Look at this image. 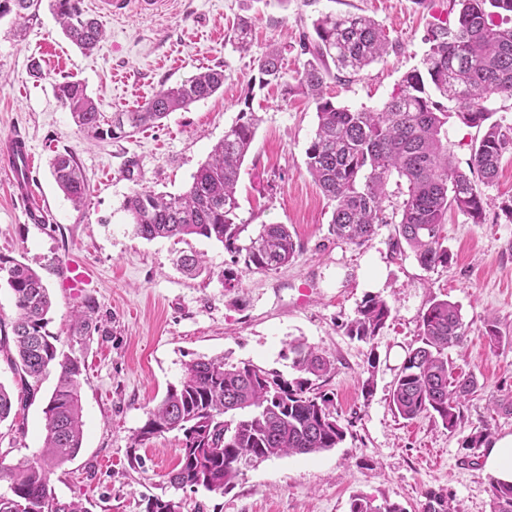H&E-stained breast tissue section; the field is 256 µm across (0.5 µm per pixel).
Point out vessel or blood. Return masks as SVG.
<instances>
[{"label":"vessel or blood","mask_w":512,"mask_h":512,"mask_svg":"<svg viewBox=\"0 0 512 512\" xmlns=\"http://www.w3.org/2000/svg\"><path fill=\"white\" fill-rule=\"evenodd\" d=\"M132 1L145 14L156 11L161 3V0H97L96 7L104 14L112 15L124 11ZM32 159L33 153L26 136L15 132L0 140V172L7 175L14 193L25 202L28 221L45 224L49 221L48 210L32 190Z\"/></svg>","instance_id":"obj_1"}]
</instances>
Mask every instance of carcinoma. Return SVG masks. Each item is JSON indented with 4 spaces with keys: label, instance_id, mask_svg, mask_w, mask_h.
Segmentation results:
<instances>
[{
    "label": "carcinoma",
    "instance_id": "cac0c4a2",
    "mask_svg": "<svg viewBox=\"0 0 512 512\" xmlns=\"http://www.w3.org/2000/svg\"><path fill=\"white\" fill-rule=\"evenodd\" d=\"M43 0H0V18L15 14L26 26L39 20ZM66 37L90 51L104 36L102 23L89 16L82 0H49ZM453 18L436 17L424 36L428 49L422 68L408 72L380 110L338 107L323 96L332 71L357 74L388 54L390 41L373 18L359 13L324 14L313 23L315 38L300 42L309 55L297 84L284 81L281 52L269 50L258 61L259 86L272 83L290 93L298 90L316 107L317 128L306 149L307 168L334 207L336 239L362 245L380 224L395 225L393 252L407 245L419 265L431 270L452 260L444 245L448 211L474 224L484 220V188L498 176L503 158L512 155V123L496 117L500 100L512 99V0H452ZM252 20L242 16L230 41L249 48ZM224 87V69L206 68L190 79L162 88L133 112H115L103 120L84 84L64 78L55 83L60 104L78 130L97 140L127 138L170 113L212 96ZM483 130L471 145L468 170L453 161L445 125L449 115ZM258 119L241 111L180 193H157L141 187L123 203L134 233L148 241L187 236L214 239L224 245L232 263L248 270L270 271L301 253L285 224H263L242 239L247 225L238 222L237 183L255 136ZM51 175L64 196L82 204L86 178L70 152L55 156ZM406 184L402 200L387 190L391 179ZM13 293L17 316L11 333L0 337V352L20 375L26 393L37 390L49 367L59 369L58 383L44 409L43 442L32 458L16 465L0 460V512H90L81 499H60L52 484L56 470L72 461L83 443L80 377L85 364L58 351L46 327L52 309L49 288L33 268L0 257V273ZM392 309L378 295H368L346 325L347 334L372 341ZM96 302L89 298L74 315L71 330L90 334ZM468 336L457 304L434 299L423 312L417 345L407 350L390 393V405L404 420L431 417L448 431L463 419L466 400L477 388L472 374H458L448 349ZM286 351L297 377L284 380L250 362L222 357L191 360L178 383L149 412L134 444L165 432L182 433L179 464L170 473L176 489L202 488L224 493L242 467L283 455H310L336 447L345 436L334 394L316 387L333 361L302 339ZM14 408L11 391L0 383V422ZM240 414L226 421L224 415ZM494 512H512V483L489 481ZM423 512H457L448 494L428 490ZM145 512H181L173 498L147 500ZM350 512H403L396 504L376 505L368 496L352 499Z\"/></svg>",
    "mask_w": 512,
    "mask_h": 512
}]
</instances>
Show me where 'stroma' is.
I'll return each mask as SVG.
<instances>
[{
  "instance_id": "1",
  "label": "stroma",
  "mask_w": 512,
  "mask_h": 512,
  "mask_svg": "<svg viewBox=\"0 0 512 512\" xmlns=\"http://www.w3.org/2000/svg\"><path fill=\"white\" fill-rule=\"evenodd\" d=\"M448 9L449 0H165L161 12L143 14L131 4L123 14L103 16L105 35L90 53L65 37L48 8L21 33L11 17L0 18V138L16 130L27 135L32 182L50 209L48 223H28L24 202L0 173V255L42 276L53 301L47 330L58 336L59 349L85 363L83 444L52 477L58 497L89 500L90 512H145L152 495L181 501L182 512H349L352 498L363 494L379 505L422 512L423 494L433 489L452 496L459 512H492L482 452L464 442L485 426L495 436L512 434V412L488 405L492 398L512 399V217L504 210L512 203V155L486 190L491 203L483 223L449 211L445 243L452 261L426 270L411 252L391 251L394 225H379L360 246L336 239L333 204L306 165L315 106L302 93L260 86L257 72L258 59L277 47L285 79L294 81L305 61L299 43L313 36L320 14H364L384 27L396 48L351 80L328 78L325 93L339 106L379 109L402 76L420 66L433 14ZM242 16L254 24L245 52L230 42ZM33 58L42 78L29 74ZM207 67L224 71L219 92L127 139L87 138L54 94L61 77L80 81L109 116L134 110ZM246 108L260 122L241 167L239 219L251 235L264 224L287 225L300 256L275 270L250 271L231 265L215 240L136 236L123 210L125 197L141 187L183 191ZM66 151L88 179L78 208L50 174L54 156ZM194 251L207 268L191 276L177 259ZM75 260L93 274L87 287L64 285ZM229 266L239 279L231 289L220 278ZM369 294L384 298L392 314L365 343L347 336L346 326ZM89 297L99 306L102 329L74 335L71 316ZM435 298L459 306L468 336L448 357L456 371L478 382L452 432L432 418L404 420L389 403L406 351L418 339L421 315ZM492 318L503 336L496 345L486 336ZM296 338L335 364L324 388L347 425L336 448L245 467L231 488L214 494L170 486L168 474L179 463L178 432L133 445L134 433L179 381L184 363L222 356L290 380L295 372L285 350ZM372 354L378 357L373 368ZM57 376L50 368L16 420L0 422L5 464L39 450ZM136 456L141 464H133Z\"/></svg>"
}]
</instances>
